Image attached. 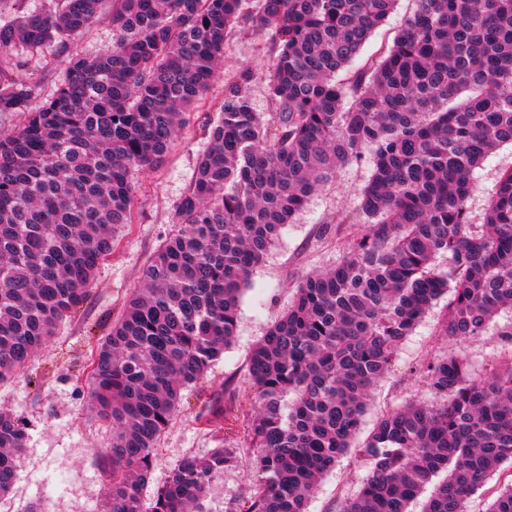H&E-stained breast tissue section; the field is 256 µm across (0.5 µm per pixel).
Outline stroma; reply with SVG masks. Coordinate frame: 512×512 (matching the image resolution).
I'll use <instances>...</instances> for the list:
<instances>
[{"label": "stroma", "instance_id": "stroma-1", "mask_svg": "<svg viewBox=\"0 0 512 512\" xmlns=\"http://www.w3.org/2000/svg\"><path fill=\"white\" fill-rule=\"evenodd\" d=\"M112 41V27L103 21L71 38L67 45L54 42L30 55L28 69L37 84V101L55 92L63 72L64 50L92 57L110 49ZM246 67L253 74L250 94L254 109L269 111L268 38L252 28L235 29L224 42V57L207 94L190 110L185 128L163 162L150 171H133L134 220L118 231L115 248L100 265L86 297L58 325L47 347L29 366L0 383V408L20 417L29 433L17 459L14 487L0 498V512H103L111 462L101 451L112 444V427L90 410L86 400L92 354L119 317L126 297L137 287L142 266L171 232L174 211L207 146L208 128L219 116L224 84ZM509 167L512 146L504 145L476 169L475 187L468 200L474 216L482 215L499 172ZM370 175L366 161L338 169L294 222L284 227L241 298L233 345L212 365L203 382L183 390L176 418L155 446L153 468L142 489L144 502H151L184 457H204L222 446L235 451L237 462L213 476L204 499L205 512H227L231 499L250 493L253 470L248 420L253 399L246 359L287 307L298 281L334 265L342 256L344 247L336 242L335 218L356 206L358 193ZM443 312V304H436L403 343L390 374L373 390L363 431H370L377 417L406 401H430L426 386L411 373L417 363L433 356L458 355L471 362L474 372L487 375L512 361V346L501 337L503 331L512 329L511 310H502L482 335L452 342L437 334ZM229 376L235 379L239 399L215 425H206L197 414ZM365 475V467L354 457L342 459L310 498L309 512H337L340 503L358 491Z\"/></svg>", "mask_w": 512, "mask_h": 512}]
</instances>
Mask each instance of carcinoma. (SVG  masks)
<instances>
[{
	"mask_svg": "<svg viewBox=\"0 0 512 512\" xmlns=\"http://www.w3.org/2000/svg\"><path fill=\"white\" fill-rule=\"evenodd\" d=\"M54 0L44 12L0 0V112L25 121L0 139V381L24 369L85 297L115 233L133 223V168L152 169L200 103L229 29L269 34L271 110L254 111L250 69L224 85L176 227L93 353L88 401L112 425L105 512H204L234 451L183 458L146 507L141 490L181 392L232 344L240 298L284 225L336 171L367 161L361 226L335 265L301 279L252 348L254 486L229 512H308L349 453L367 476L338 512H467L512 462V362L478 377L467 359L414 368L435 402H407L353 445L373 388L442 296L438 335L479 336L512 308V168L480 219L473 174L512 145V0H413L391 46L354 67L396 0ZM109 11L115 41L69 52L54 96L32 104L24 54L66 42ZM446 266L435 264L439 254ZM234 378L198 417L213 423ZM25 423L0 411V497L16 480ZM486 512H512V482Z\"/></svg>",
	"mask_w": 512,
	"mask_h": 512,
	"instance_id": "1",
	"label": "carcinoma"
}]
</instances>
